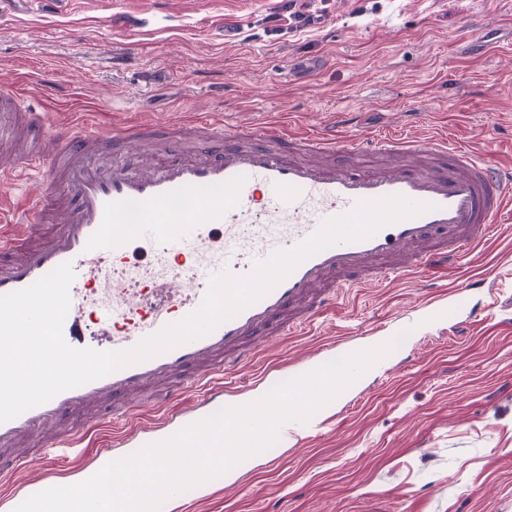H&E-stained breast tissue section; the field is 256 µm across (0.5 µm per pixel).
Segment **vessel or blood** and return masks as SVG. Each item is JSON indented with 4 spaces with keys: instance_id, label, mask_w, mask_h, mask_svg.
<instances>
[{
    "instance_id": "1",
    "label": "vessel or blood",
    "mask_w": 512,
    "mask_h": 512,
    "mask_svg": "<svg viewBox=\"0 0 512 512\" xmlns=\"http://www.w3.org/2000/svg\"><path fill=\"white\" fill-rule=\"evenodd\" d=\"M20 117L52 144L48 154L0 164V187L36 183L25 206L0 205V295L24 289L58 265L75 279L63 323L65 341L86 348L84 318L99 311L110 326L108 350L134 346L164 325L194 312L211 274L243 275L255 261L293 248L322 222L358 201L404 195L435 203L433 212L385 226L370 237L331 246L303 261L267 295L207 335L60 393L0 423L1 495L19 506L27 493L53 485L61 473L57 449L73 454V472L91 477L122 449L170 437L224 406V374L249 367L274 338L310 327L343 289L410 271L452 266L461 248L486 240L511 211L512 168H493L441 136L403 135L345 143L335 128L290 134L286 120L231 130L219 115L175 126L155 122L104 130L80 120L49 129L43 113L0 93V111ZM168 142L161 160L102 163L101 144L128 148L149 138ZM152 258V291L145 300L136 274L121 266L130 250ZM174 255L177 266L166 263ZM151 395L164 416L120 436L116 447L83 453L95 411L113 421L139 414ZM37 478L18 480L23 458L11 455L32 435Z\"/></svg>"
}]
</instances>
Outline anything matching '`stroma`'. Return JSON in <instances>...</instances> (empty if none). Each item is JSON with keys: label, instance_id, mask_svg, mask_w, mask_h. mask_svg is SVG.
I'll return each instance as SVG.
<instances>
[{"label": "stroma", "instance_id": "stroma-1", "mask_svg": "<svg viewBox=\"0 0 512 512\" xmlns=\"http://www.w3.org/2000/svg\"><path fill=\"white\" fill-rule=\"evenodd\" d=\"M10 0L0 91L57 126L196 112L250 128L291 115L341 140L450 135L512 164V0ZM312 16L299 26L292 11ZM448 310L431 315L438 292ZM405 339L319 426L243 461L184 512H512V220L457 265L346 289L229 386L259 392L301 358Z\"/></svg>", "mask_w": 512, "mask_h": 512}]
</instances>
